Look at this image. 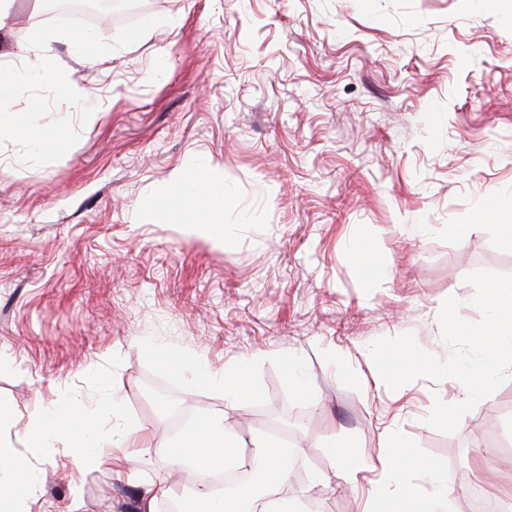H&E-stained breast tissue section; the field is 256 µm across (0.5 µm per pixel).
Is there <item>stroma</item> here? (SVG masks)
<instances>
[{"mask_svg":"<svg viewBox=\"0 0 512 512\" xmlns=\"http://www.w3.org/2000/svg\"><path fill=\"white\" fill-rule=\"evenodd\" d=\"M9 7L0 65L47 56L96 115L45 166L0 145V406L24 423L59 395L109 393L122 413L105 427L145 439L136 460L82 472L34 450L32 512H144L148 489L162 512L206 477L166 447L220 414L247 444L284 410L305 419L287 484L304 512H359L371 476L350 488L341 457L376 456L387 434L447 466L448 512H470L473 478L512 496V381L443 433L424 419L454 403L447 381L389 390L368 350L410 332L447 358L444 299L474 294L475 271L512 274V0H147L140 17L164 24L98 62L66 38L20 52L37 5ZM202 165L229 193L223 245L194 231L204 197L173 188ZM365 258L385 276L365 280ZM184 352L252 362L249 404L227 409L173 365ZM293 359L308 394L288 390Z\"/></svg>","mask_w":512,"mask_h":512,"instance_id":"35a3bbf8","label":"stroma"}]
</instances>
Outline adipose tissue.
Returning a JSON list of instances; mask_svg holds the SVG:
<instances>
[{
  "instance_id": "obj_1",
  "label": "adipose tissue",
  "mask_w": 512,
  "mask_h": 512,
  "mask_svg": "<svg viewBox=\"0 0 512 512\" xmlns=\"http://www.w3.org/2000/svg\"><path fill=\"white\" fill-rule=\"evenodd\" d=\"M176 189L185 197L199 194L208 200V219L196 225L199 236L220 240L224 237L223 181L212 178L206 170H199L194 180L177 181ZM248 363L232 361L223 371L209 373L210 382L223 389L228 408H244L252 396L247 385ZM119 415L120 403L113 396H102L96 406H88L74 399L56 398L41 414L25 426L19 427L0 410V512H32L36 502L35 480L30 458L31 448L48 447L61 433L70 436L69 445L75 453L72 460L78 469L111 466L113 451L136 445L134 431L111 436L105 434L100 422L101 410ZM256 447L264 451V490L261 512H296L280 488L288 483L289 454L267 451L266 440L259 439ZM176 459L181 465L242 466L247 455L234 428L225 418H209L200 430L184 438ZM409 452L405 441H393L381 448L376 458L351 454L343 459V468L349 483H356L360 472L371 469L377 476L374 489L362 512H380L383 501L418 502L423 512H448V472L445 467L431 462L422 467L409 468Z\"/></svg>"
}]
</instances>
